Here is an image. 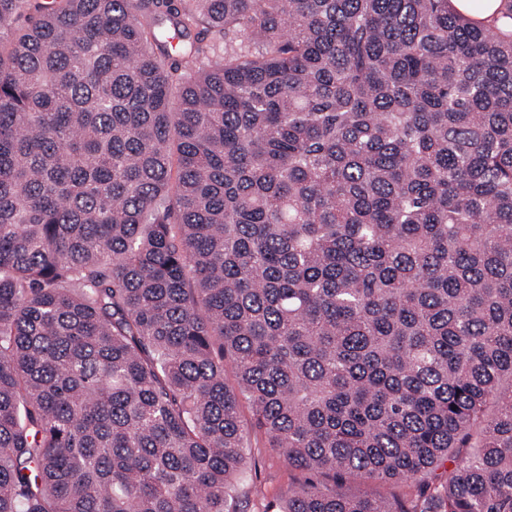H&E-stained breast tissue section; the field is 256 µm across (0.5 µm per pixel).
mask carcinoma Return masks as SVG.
<instances>
[{"mask_svg": "<svg viewBox=\"0 0 512 512\" xmlns=\"http://www.w3.org/2000/svg\"><path fill=\"white\" fill-rule=\"evenodd\" d=\"M448 2L0 0V512H248L251 427L279 512H512V33ZM264 436L257 432L250 433V454L258 468V478L247 488L251 503H255L250 511L276 512L280 503L288 497V487L291 485L294 473L288 470L282 459L267 448Z\"/></svg>", "mask_w": 512, "mask_h": 512, "instance_id": "1", "label": "carcinoma"}]
</instances>
